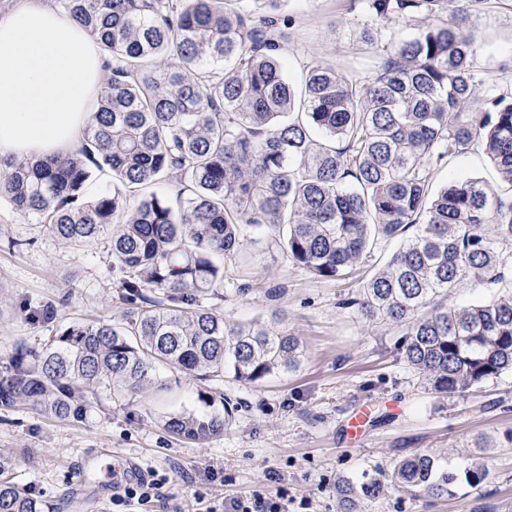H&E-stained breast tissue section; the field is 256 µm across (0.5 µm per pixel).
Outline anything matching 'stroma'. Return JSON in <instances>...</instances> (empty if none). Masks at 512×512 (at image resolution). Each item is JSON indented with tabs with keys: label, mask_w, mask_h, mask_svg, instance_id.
Segmentation results:
<instances>
[{
	"label": "stroma",
	"mask_w": 512,
	"mask_h": 512,
	"mask_svg": "<svg viewBox=\"0 0 512 512\" xmlns=\"http://www.w3.org/2000/svg\"><path fill=\"white\" fill-rule=\"evenodd\" d=\"M288 11L296 20L286 46L290 76L314 58L371 75L374 51L355 36L360 0H289ZM471 25L485 79L512 89V0H489ZM451 175L497 182L479 149L450 160L433 181L440 186ZM394 249L376 246L343 282L268 255L242 278L226 260L224 297L205 306L231 324L279 315L299 341V368L246 384L227 373L201 381L159 366L140 389L99 386L81 415L66 420L25 404L0 407L7 480L55 512H220L224 500L257 493L280 512H340L339 478H378L426 453L453 468L480 464L487 476L448 499L391 488L362 501L360 512H512V373L460 396L435 394L406 362L402 328L365 322L349 304ZM119 279L106 240L73 248L1 207L0 366L17 352L42 351L71 322H120ZM47 304L57 309L51 324L38 317ZM204 392L214 403L201 400ZM228 400L238 406L232 426L203 443L165 426L172 414L223 415ZM365 405L372 418L364 438L350 442L344 427ZM131 461L168 481L151 500L126 505L116 472Z\"/></svg>",
	"instance_id": "1"
}]
</instances>
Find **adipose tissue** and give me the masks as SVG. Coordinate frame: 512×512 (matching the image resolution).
<instances>
[{
  "mask_svg": "<svg viewBox=\"0 0 512 512\" xmlns=\"http://www.w3.org/2000/svg\"><path fill=\"white\" fill-rule=\"evenodd\" d=\"M106 67L97 37L48 0L0 16V160L76 149Z\"/></svg>",
  "mask_w": 512,
  "mask_h": 512,
  "instance_id": "adipose-tissue-1",
  "label": "adipose tissue"
}]
</instances>
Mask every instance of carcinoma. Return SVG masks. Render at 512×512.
Masks as SVG:
<instances>
[{
	"label": "carcinoma",
	"mask_w": 512,
	"mask_h": 512,
	"mask_svg": "<svg viewBox=\"0 0 512 512\" xmlns=\"http://www.w3.org/2000/svg\"><path fill=\"white\" fill-rule=\"evenodd\" d=\"M360 39L379 48L366 80L312 61L286 75L284 0H54L112 59L81 146L36 164H0V203L80 247L110 237L123 278V322H73L42 354L0 373V406L28 403L80 416L104 382L134 391L158 365L244 383L300 364L277 323L230 326L199 305L223 296L224 259L247 269L280 254L315 276L352 275L379 242H398L351 300L361 316L405 328L406 361L444 396L512 372V92L487 84L468 25L487 0H362ZM451 13L397 40L379 21ZM481 148L509 189L432 171ZM102 176L110 188L90 197ZM180 186L171 199L154 191ZM504 294L465 307L448 296L480 284ZM224 417L181 413L166 427L201 442ZM486 477L427 454L387 482H338L341 512L387 487L431 498ZM46 505L0 481V512Z\"/></svg>",
	"instance_id": "cac0c4a2"
}]
</instances>
